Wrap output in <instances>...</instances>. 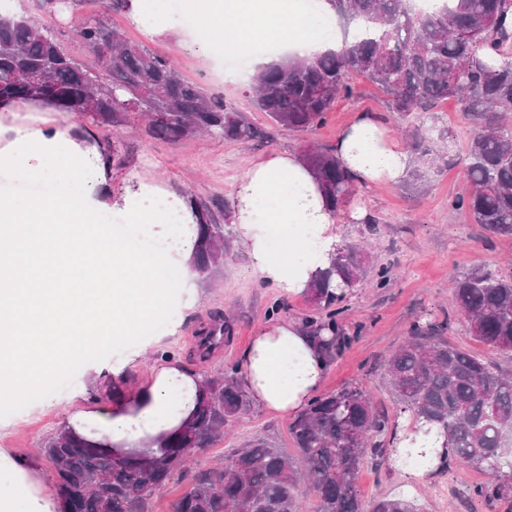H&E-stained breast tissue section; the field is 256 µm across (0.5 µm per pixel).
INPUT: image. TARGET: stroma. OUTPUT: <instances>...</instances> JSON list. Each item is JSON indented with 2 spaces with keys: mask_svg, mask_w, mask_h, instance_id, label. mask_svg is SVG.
Returning a JSON list of instances; mask_svg holds the SVG:
<instances>
[{
  "mask_svg": "<svg viewBox=\"0 0 512 512\" xmlns=\"http://www.w3.org/2000/svg\"><path fill=\"white\" fill-rule=\"evenodd\" d=\"M15 9L38 16L55 30L65 49L85 63L92 62L93 57L72 31L85 17L102 18L130 40L169 54L187 80L242 112L259 132L258 138L250 141L197 136L171 143L152 138L141 125L98 126L73 113L24 109L0 115V122L5 124L60 128L79 145L103 153L107 166L100 190L108 196L119 195L131 180L141 178L169 193L193 199L208 209L211 223L222 224L227 214L233 213L236 188L251 166L274 155L300 154L309 144L335 151L339 133L360 113L376 115L399 144L407 142L401 121L388 112L382 92L366 77L352 76V95L337 99L321 125L310 131H288L273 126L265 113L253 107L251 86L225 81V72L236 68L234 59L220 45L201 50L192 29L178 36L150 35L129 16L86 4L46 14L39 11L37 0H17ZM426 124L433 129L434 147L440 156L431 166V179L425 188L409 187L403 180L388 184L353 181L347 206L334 225L339 246L363 247L365 269L362 280L341 303L344 342L335 358L327 361L319 391L324 394L352 383L360 385L373 404L388 412L398 425L408 423L409 416L401 412L385 388V363L418 321L446 324L449 344L512 373V353L496 351L474 339L464 316L451 303L454 281L465 271L490 267L512 275V238L483 230L467 213L452 206L455 197L469 190L462 161L473 135V126L459 104L453 100L440 103ZM352 205L373 216V223L351 221L348 208ZM381 267L389 270V283L382 288L375 282ZM196 288V305L182 317L176 330L162 325L146 332L145 338L153 347L125 368L128 388L145 384L164 351L205 378L242 362L254 336L268 323L272 305L280 307L278 320L305 331L325 315L306 295H284L254 275L249 250L240 241L217 282L200 280ZM216 312L231 315L233 332L221 351L202 360L195 351V336ZM117 355L114 348L96 351L93 357L74 360L47 383L0 398V448L9 449L17 458H27L75 408L110 402L108 386ZM290 422V417L251 405L236 420L231 435L198 455L193 468L207 469L243 439L256 434L291 448ZM484 479L482 472L451 467L439 471L432 484L411 492L428 512H491L481 501L467 497L468 487ZM357 485L368 504L408 492L402 472L388 454L367 456Z\"/></svg>",
  "mask_w": 512,
  "mask_h": 512,
  "instance_id": "stroma-1",
  "label": "stroma"
}]
</instances>
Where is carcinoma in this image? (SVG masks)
Masks as SVG:
<instances>
[{"mask_svg":"<svg viewBox=\"0 0 512 512\" xmlns=\"http://www.w3.org/2000/svg\"><path fill=\"white\" fill-rule=\"evenodd\" d=\"M332 13L366 33L338 51L307 59L284 58L255 78L253 106L280 128L304 131L320 125L341 96L352 93L347 77L367 76L387 96L389 111L425 119L440 100L454 99L474 127L464 176L471 192L453 201L472 222L512 237V0H450L434 12L414 10L407 0H327ZM76 34L95 63L85 65L62 47L55 31L26 13L0 15V103L33 101L59 112L78 113L97 124L120 125L137 116L151 135L179 142L197 133L249 141L259 132L232 106L208 97L186 81L167 54L128 40L94 16ZM106 50L108 78L96 79ZM490 48L489 61L479 59ZM430 131L412 125L414 163L405 176L426 181L433 154ZM334 214H339L354 180L339 156L307 147L301 154ZM193 262L209 281L224 266L233 245L219 224L194 207ZM357 247L336 251L331 266L306 294L328 308L315 334L329 358L343 338L333 305L360 281ZM454 302L470 334L500 351L512 352V277L473 269L455 278ZM446 326L414 324L411 336L388 358L387 387L413 417L409 432L438 426L452 448L450 459L489 479L468 496L493 508L512 491V455L501 435L512 431V373L448 344ZM231 333L224 315L200 338L203 353L217 347L215 332ZM204 395L188 426L143 448L122 453L57 431L40 447L54 469L55 489L65 512H148L147 501L198 453L224 439V430L250 407L236 364L203 380ZM390 418L358 386L313 397L289 431L295 454L255 435L232 449L224 464L193 476L191 487L170 512H300L307 487L318 512H365L356 481L366 454L384 452ZM371 512H424L405 496L377 500Z\"/></svg>","mask_w":512,"mask_h":512,"instance_id":"1","label":"carcinoma"}]
</instances>
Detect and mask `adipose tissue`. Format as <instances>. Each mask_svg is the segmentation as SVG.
I'll list each match as a JSON object with an SVG mask.
<instances>
[{
    "mask_svg": "<svg viewBox=\"0 0 512 512\" xmlns=\"http://www.w3.org/2000/svg\"><path fill=\"white\" fill-rule=\"evenodd\" d=\"M329 8L309 14L303 0H184L181 9L135 0V22L148 33H179L192 15L201 46L226 49L268 65L256 44H276L279 54L308 58L336 47L324 23ZM336 153L358 180L395 182L408 157L374 116L361 114L339 134ZM102 154L82 149L51 129L0 125V174L16 180L52 181L58 193L18 206L0 197V393H20L87 351L130 344L131 357L146 346L132 343L160 312L178 316L196 301L189 265L195 217L182 199L133 181L104 201ZM234 220L249 245L254 273L283 293L296 295L329 266L336 251L335 217L309 169L294 156L256 164L237 193ZM119 224L140 225L170 281L150 269L116 233ZM287 250L274 256L271 237ZM244 384L263 408L291 414L318 390L326 362L312 338L287 323L261 328L244 353ZM202 379L175 364L154 366L135 394L104 406L74 410L69 426L83 437L117 450L142 447L180 430L191 418ZM0 475L9 494L0 512H62L38 459L21 460L0 448Z\"/></svg>",
    "mask_w": 512,
    "mask_h": 512,
    "instance_id": "ef3b65f1",
    "label": "adipose tissue"
}]
</instances>
